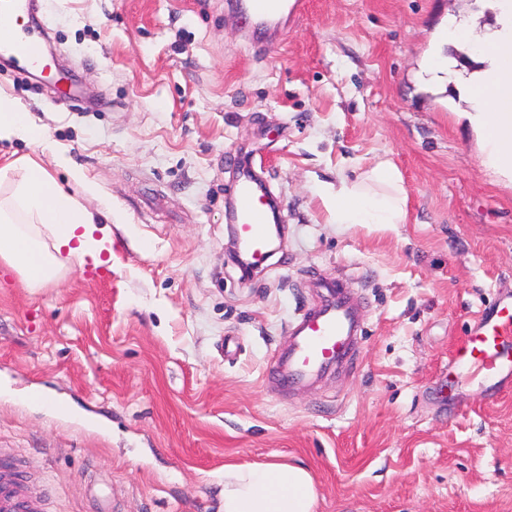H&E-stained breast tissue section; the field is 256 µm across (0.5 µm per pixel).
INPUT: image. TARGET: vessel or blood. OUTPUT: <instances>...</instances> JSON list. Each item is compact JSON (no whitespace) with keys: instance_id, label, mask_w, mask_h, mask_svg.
I'll use <instances>...</instances> for the list:
<instances>
[{"instance_id":"1","label":"vessel or blood","mask_w":512,"mask_h":512,"mask_svg":"<svg viewBox=\"0 0 512 512\" xmlns=\"http://www.w3.org/2000/svg\"><path fill=\"white\" fill-rule=\"evenodd\" d=\"M304 7V0H238L251 30L271 34ZM28 9V0H0V55L8 54L23 70L39 65L38 43L44 37L41 30L14 27V18ZM266 206L265 185L252 169H241L231 196L230 221L253 258L262 262L268 258ZM360 321L348 286L336 282L334 291L292 329L288 352L277 363L282 381L292 389L304 387L347 365L356 350ZM451 365L462 378L475 369L488 378H512V302L499 304L473 326ZM0 512H39L10 470H0Z\"/></svg>"}]
</instances>
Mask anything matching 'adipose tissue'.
Masks as SVG:
<instances>
[{"label":"adipose tissue","mask_w":512,"mask_h":512,"mask_svg":"<svg viewBox=\"0 0 512 512\" xmlns=\"http://www.w3.org/2000/svg\"><path fill=\"white\" fill-rule=\"evenodd\" d=\"M495 17L488 29L449 16L427 62L433 77L447 78L467 104L482 164L512 187V0H481ZM46 143L45 132L18 104L0 96V142ZM21 174L0 195V264L15 270L27 287L57 279L60 255L78 265L112 259V229L68 195L34 161L19 162ZM324 208L338 224H402L407 194L399 170L381 161L356 180L317 187ZM223 512H315L318 492L309 468L271 461L226 463Z\"/></svg>","instance_id":"ef3b65f1"}]
</instances>
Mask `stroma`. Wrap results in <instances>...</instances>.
I'll return each mask as SVG.
<instances>
[{
    "mask_svg": "<svg viewBox=\"0 0 512 512\" xmlns=\"http://www.w3.org/2000/svg\"><path fill=\"white\" fill-rule=\"evenodd\" d=\"M306 2L247 42L225 0H38L85 99L0 64V94L48 139L0 142V167L33 158L113 222L110 266L66 258L36 289L0 267V462L41 512H221L225 462L274 459L313 472L316 512H512V387L448 374L512 297V188L465 103L422 79L472 0ZM384 160L407 222L332 223L316 186ZM244 164L284 226L250 279L225 214ZM339 276L362 307L356 359L288 389V330Z\"/></svg>",
    "mask_w": 512,
    "mask_h": 512,
    "instance_id": "obj_1",
    "label": "stroma"
}]
</instances>
